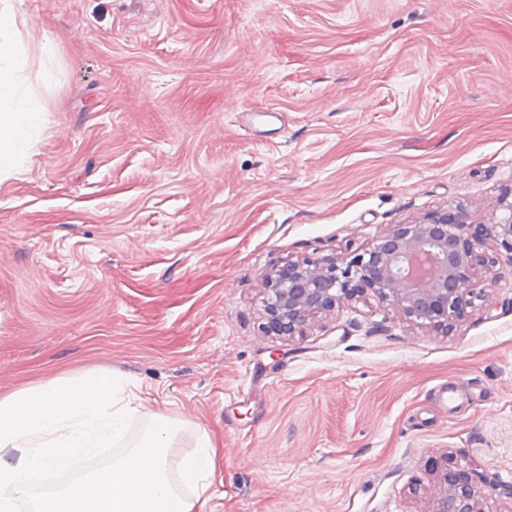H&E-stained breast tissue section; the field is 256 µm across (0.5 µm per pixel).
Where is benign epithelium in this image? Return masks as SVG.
<instances>
[{
	"label": "benign epithelium",
	"instance_id": "7a95c632",
	"mask_svg": "<svg viewBox=\"0 0 512 512\" xmlns=\"http://www.w3.org/2000/svg\"><path fill=\"white\" fill-rule=\"evenodd\" d=\"M499 209L494 237L512 252V201L502 199ZM486 235L485 225L467 224L458 213L441 210L393 225L340 264L302 260L275 267L263 279V332L290 337L311 316L372 294L410 323L446 335L469 304L471 271L484 262L475 246ZM429 512H480L474 471L445 469Z\"/></svg>",
	"mask_w": 512,
	"mask_h": 512
}]
</instances>
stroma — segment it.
<instances>
[{"instance_id":"obj_1","label":"stroma","mask_w":512,"mask_h":512,"mask_svg":"<svg viewBox=\"0 0 512 512\" xmlns=\"http://www.w3.org/2000/svg\"><path fill=\"white\" fill-rule=\"evenodd\" d=\"M43 123L0 181V394L111 372L224 445L207 512H512V252L448 335L369 295L286 340L264 275L512 195V0H12ZM464 397L441 406L437 391ZM475 469H445L432 495L429 512H481Z\"/></svg>"}]
</instances>
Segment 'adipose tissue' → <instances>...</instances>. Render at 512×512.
<instances>
[{
	"mask_svg": "<svg viewBox=\"0 0 512 512\" xmlns=\"http://www.w3.org/2000/svg\"><path fill=\"white\" fill-rule=\"evenodd\" d=\"M20 38L11 0H0V177L18 172L21 147L42 120L40 102L21 91L28 56ZM130 412L106 372L55 377L0 395V512H16L18 500L50 472L114 446ZM177 433L169 418L152 415L147 433L125 455L48 493L37 512H206L222 449L202 435L170 471Z\"/></svg>",
	"mask_w": 512,
	"mask_h": 512,
	"instance_id": "obj_1",
	"label": "adipose tissue"
}]
</instances>
